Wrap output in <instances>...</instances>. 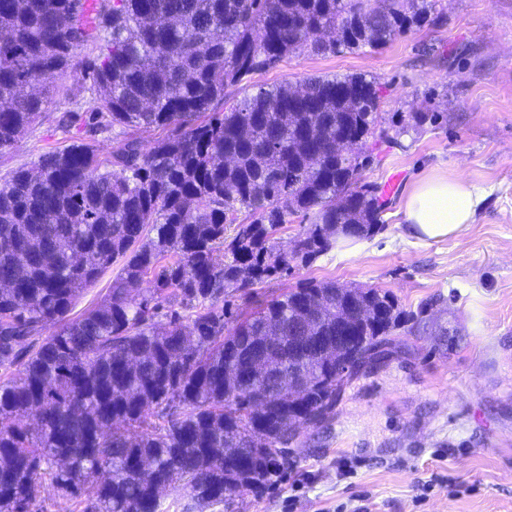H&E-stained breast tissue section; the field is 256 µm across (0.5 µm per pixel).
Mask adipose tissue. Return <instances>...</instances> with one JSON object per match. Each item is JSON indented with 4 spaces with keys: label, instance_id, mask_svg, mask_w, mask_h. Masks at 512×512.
<instances>
[{
    "label": "adipose tissue",
    "instance_id": "obj_1",
    "mask_svg": "<svg viewBox=\"0 0 512 512\" xmlns=\"http://www.w3.org/2000/svg\"><path fill=\"white\" fill-rule=\"evenodd\" d=\"M489 194L488 188L464 179L425 177L406 198V231L410 237L422 240L463 237Z\"/></svg>",
    "mask_w": 512,
    "mask_h": 512
}]
</instances>
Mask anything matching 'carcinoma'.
Instances as JSON below:
<instances>
[{
    "label": "carcinoma",
    "mask_w": 512,
    "mask_h": 512,
    "mask_svg": "<svg viewBox=\"0 0 512 512\" xmlns=\"http://www.w3.org/2000/svg\"><path fill=\"white\" fill-rule=\"evenodd\" d=\"M81 2L0 0V152L37 119L45 81L85 41ZM98 2L99 114L114 128L170 134L148 152L128 139L105 159L75 142L0 182V282L10 285L0 290V369L12 371L0 380V512H42L47 486L79 512H160V483L187 492L183 512H204L263 491L309 409L331 407L340 364L425 313L332 280L258 288L328 253L339 224L354 238L377 233L385 203L362 178L370 142L398 146L438 119L413 112L387 129L380 84L364 74L215 106L299 51L383 48L436 14L437 0ZM295 214L312 223L283 246L277 233ZM117 262L106 298L70 317ZM147 276L150 294H130ZM235 293L251 299L247 313L223 306ZM316 299L310 335L354 336L338 357L294 352ZM49 323L59 328L41 335ZM267 350L283 370L256 395L246 366ZM304 374L313 384L294 407L281 391Z\"/></svg>",
    "instance_id": "1"
}]
</instances>
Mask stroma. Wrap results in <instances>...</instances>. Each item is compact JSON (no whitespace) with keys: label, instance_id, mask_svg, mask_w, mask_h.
Wrapping results in <instances>:
<instances>
[{"label":"stroma","instance_id":"stroma-1","mask_svg":"<svg viewBox=\"0 0 512 512\" xmlns=\"http://www.w3.org/2000/svg\"><path fill=\"white\" fill-rule=\"evenodd\" d=\"M438 11L439 21L384 49L302 51L251 81L257 88L362 73L382 85L387 119L439 113L363 173L385 189L384 228L338 241L265 288L313 279L376 288L406 313L427 305L430 323L398 330L377 360L346 377L322 422L296 429L270 488L215 512H512V0H439ZM102 39L93 32L47 79L39 118L0 152V181L77 141L103 158L122 145L125 132L89 125L97 100L88 65ZM429 175L490 188L463 238L407 236L403 203Z\"/></svg>","mask_w":512,"mask_h":512}]
</instances>
